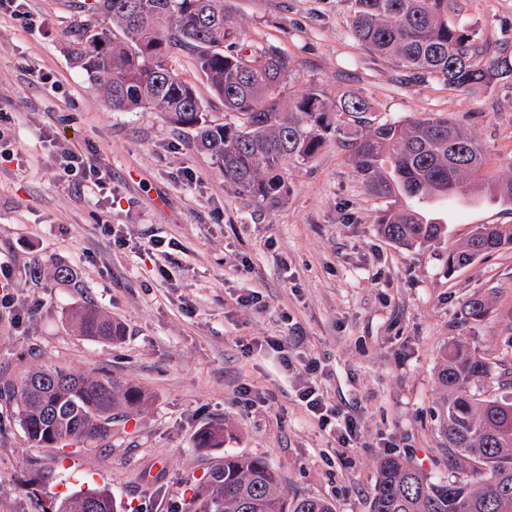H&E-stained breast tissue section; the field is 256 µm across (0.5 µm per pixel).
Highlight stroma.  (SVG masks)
Returning a JSON list of instances; mask_svg holds the SVG:
<instances>
[{
	"label": "stroma",
	"mask_w": 512,
	"mask_h": 512,
	"mask_svg": "<svg viewBox=\"0 0 512 512\" xmlns=\"http://www.w3.org/2000/svg\"><path fill=\"white\" fill-rule=\"evenodd\" d=\"M351 0H226L246 41L292 59V90L328 97L359 92L380 121L445 117L486 147L490 178L512 175V78L451 91L415 79L364 50L349 32ZM489 51L512 52V0H458ZM37 30L0 13V111L24 167L0 165V261L14 270L18 317L0 318V388L37 368L111 374L144 388L148 408L114 424L109 440L31 447L15 403L0 399V512H54L76 490L108 487L120 512H184L190 490L218 455L195 437L224 426V447L265 458L288 496L369 512L380 462L399 456L438 477L443 396L437 368L462 344L512 361V249L448 273L449 249L479 224H512V208L483 200L430 207L447 236L413 249L382 237L383 202L366 190L336 141L288 169L289 194L258 204L224 182L195 131L153 109L115 112L74 61L72 0H27ZM213 123L224 106L195 67L173 57ZM42 70L59 90L39 83ZM111 172L117 202H95L61 177L52 139ZM120 226L119 235L105 225ZM166 246L151 249L150 241ZM69 266L75 282L56 278ZM167 275H160V268ZM259 302L241 306L239 297ZM488 316L467 320L472 295ZM92 305L124 328L120 343L79 335L74 309ZM266 336H295L284 369L271 349L243 353ZM331 405L358 421L355 447L299 401L305 361Z\"/></svg>",
	"instance_id": "1"
}]
</instances>
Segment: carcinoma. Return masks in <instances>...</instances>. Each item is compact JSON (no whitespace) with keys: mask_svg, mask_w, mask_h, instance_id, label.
I'll return each mask as SVG.
<instances>
[{"mask_svg":"<svg viewBox=\"0 0 512 512\" xmlns=\"http://www.w3.org/2000/svg\"><path fill=\"white\" fill-rule=\"evenodd\" d=\"M104 18L112 28L97 29ZM70 33L76 62L107 106L116 112L153 108L178 127L197 131V146L224 172V182L257 203L273 206L288 194V165L312 161L328 137L348 148V161L367 191L384 201L379 233L408 248L442 239L439 224L413 204L489 190L512 206V176L485 178L484 145L446 118L403 124L378 122L358 92L329 99L315 89L287 90L292 61L271 46L246 43L224 0H80ZM350 35L371 53L419 79L451 91L477 89L512 77V54L478 44L456 0H352ZM191 52L195 65L231 120H207L193 84L170 65L174 51ZM512 248V224H480L448 251V272ZM489 314L474 295L465 316ZM83 336L112 342L122 327L92 308L73 312ZM494 363L463 345L448 349L437 378L445 390L438 412L441 461L448 475L430 478L398 456L382 460L369 512H512V372L485 390ZM18 420L37 448L93 444L112 437V423L148 404L141 388L110 375L39 368L12 391ZM197 447L218 450L224 428H203ZM56 512H118L105 487L79 490ZM186 512H335L316 497L288 499L266 459L224 452L194 487Z\"/></svg>","mask_w":512,"mask_h":512,"instance_id":"obj_1","label":"carcinoma"}]
</instances>
